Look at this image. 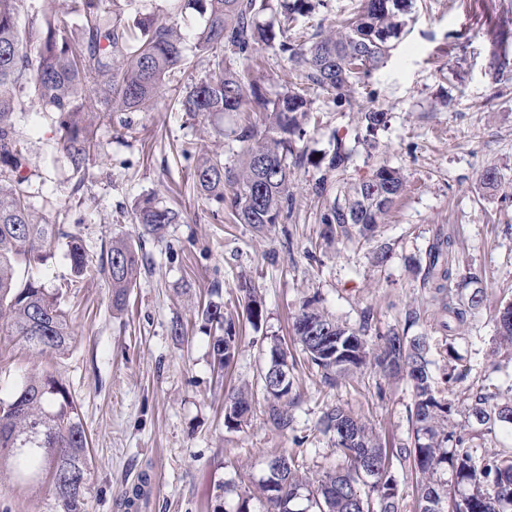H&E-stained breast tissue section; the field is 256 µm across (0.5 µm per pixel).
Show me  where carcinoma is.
Segmentation results:
<instances>
[{
  "label": "carcinoma",
  "instance_id": "carcinoma-1",
  "mask_svg": "<svg viewBox=\"0 0 512 512\" xmlns=\"http://www.w3.org/2000/svg\"><path fill=\"white\" fill-rule=\"evenodd\" d=\"M21 0H0V334L15 336L40 351L64 353L72 343L68 319L61 307L63 288L48 289L39 280L19 277V271L39 264L58 244L53 224H42L30 198L37 176L26 157L20 115L33 104L57 115V141L75 172L85 169L97 147V125L112 128L114 112H149L165 79L176 74L190 78L178 101L191 119H210L226 112H242L257 97L253 85L232 64L226 52L249 55L270 48L288 60L303 80L333 96L345 98L353 85L382 66L390 43L403 33V15L412 0H360L343 30L319 26L308 33L297 29L300 18L327 8V0H170L175 11L190 8L205 16V24L188 45L177 25L137 15L136 0H70V10L80 21L79 36L68 35L56 0L20 17ZM277 15V25H262L259 17ZM212 69L193 78L200 58ZM100 104L93 112L91 107ZM313 112L305 90L290 87L272 102L263 103L264 129L248 126L231 131L244 144L232 166L224 154L198 159L193 180L197 191L223 207L230 201L235 220L262 232L292 218L289 191L295 169L304 152L294 146V136ZM358 124L370 141L386 124V113L367 107L358 112ZM350 161L341 140L328 155L325 173L312 187L322 199L323 237L369 241L384 217L406 190L400 169L380 164L369 175L334 186L333 173L344 171ZM134 223L141 236L161 237L178 214L145 197L135 211ZM66 248L78 275L94 269L112 288V306L122 309L149 257L142 245L114 237L108 249L93 260L83 240L67 235ZM442 255L440 244L430 246L424 284L435 294H448L443 309L448 319L462 326L468 315L486 301L481 280L473 273L453 269V260L435 273ZM247 318L258 326L262 301L253 288L245 289ZM497 318L498 344L512 348V305L501 307ZM316 326L327 327L336 337L330 359L313 344ZM294 333L311 364L323 372L325 382L338 380L364 367H373L389 379H405L413 391L410 407V445L387 453L371 427L361 418L337 406L321 418L322 431L333 434L342 458L338 469L319 476L305 472L297 458L286 453L268 461V474L259 484L263 512H296L292 504L306 490L305 512H397L388 475L390 456L413 459L420 492V512L432 503L441 512H512V448L492 455H478L473 441L492 434L498 426L512 425V397L479 390L467 406L468 416L482 415L480 429L465 437L452 420V403L439 396L428 359V337L393 332L372 343L362 332L340 325L333 318L307 306L296 317ZM238 350L232 322L212 343L214 363L223 368ZM288 366V355L274 344L260 375L266 393L267 415L272 426L286 430L291 421L287 389L273 386V373ZM253 390L249 386L231 392L224 400V421L231 428L248 423ZM347 428L354 447L341 441ZM10 464L22 481H38L50 475L49 492L60 512H84L89 489L91 459L88 438L66 384L53 374L27 377L14 396L0 401V467ZM377 466L372 476L367 468ZM451 480L438 477L443 468ZM466 494V503L459 495Z\"/></svg>",
  "mask_w": 512,
  "mask_h": 512
}]
</instances>
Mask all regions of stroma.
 I'll return each instance as SVG.
<instances>
[{"instance_id": "1", "label": "stroma", "mask_w": 512, "mask_h": 512, "mask_svg": "<svg viewBox=\"0 0 512 512\" xmlns=\"http://www.w3.org/2000/svg\"><path fill=\"white\" fill-rule=\"evenodd\" d=\"M404 20L385 63L355 85L349 101L311 90L315 114L300 143L307 154L321 155L343 141L352 161L338 176L342 182L383 163L403 170L407 189L380 229V240L392 246L383 267L372 259L377 242L321 238V204L311 192L320 172L309 162L290 186L292 220L259 233L213 215L194 187L197 159L215 150L225 162L235 160L243 145L229 132L260 124L258 108L225 113L220 123L188 120L176 107L187 80L174 77L154 110L133 113L130 136L114 139L98 129V147L81 176L56 145L55 114L34 107L22 115L27 153L48 194L33 199L34 211L80 235L91 255L113 237L137 239L132 218L143 196L183 217L163 239H146L151 265L125 310L113 309L101 276L75 275L64 247L33 267L45 287H68L62 307L73 343L64 354L0 335V399L27 376L52 373L80 408L92 461L85 512H236L242 492L250 512H262L257 486L273 454L288 452L312 472L339 465L320 425L338 405L367 421L382 446L409 443L410 386L385 383L373 370L325 384L292 329L306 303L372 339L403 330L426 334L438 378L456 352L462 376L443 394L455 404L457 423H465L479 388L512 394V351L495 341L497 305L512 300V0H414ZM232 63L269 100L295 79L287 60L269 49ZM365 106L389 114L373 150L357 141V112ZM221 127L227 137L218 136ZM489 168L498 172V188L482 183ZM446 236L487 294L485 307L456 329L446 328L442 301L423 287L417 269L429 246ZM245 285L263 297L256 327L246 317ZM210 302L232 318L240 338L238 355L222 371L211 355L217 329L198 313ZM177 320L186 327L180 338L171 333ZM276 342L293 365L288 429L268 423L260 389L248 426L228 428L226 394L254 385ZM228 484L238 494H225ZM0 512L59 510L47 482L3 475Z\"/></svg>"}]
</instances>
